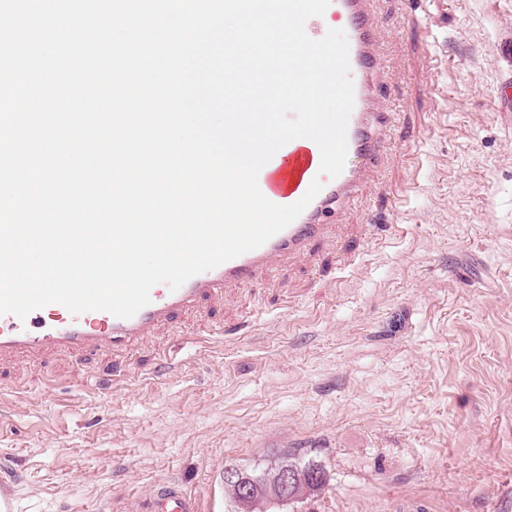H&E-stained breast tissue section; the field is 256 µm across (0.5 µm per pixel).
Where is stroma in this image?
<instances>
[{"instance_id":"35a3bbf8","label":"stroma","mask_w":512,"mask_h":512,"mask_svg":"<svg viewBox=\"0 0 512 512\" xmlns=\"http://www.w3.org/2000/svg\"><path fill=\"white\" fill-rule=\"evenodd\" d=\"M394 112L371 183L288 260L120 356L0 362L13 512H142L283 456V512H512V0H371ZM153 512H196L195 501L187 495L180 484L169 483L156 488L150 498Z\"/></svg>"}]
</instances>
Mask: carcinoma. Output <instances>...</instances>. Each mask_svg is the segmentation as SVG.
I'll list each match as a JSON object with an SVG mask.
<instances>
[{
    "label": "carcinoma",
    "instance_id": "1",
    "mask_svg": "<svg viewBox=\"0 0 512 512\" xmlns=\"http://www.w3.org/2000/svg\"><path fill=\"white\" fill-rule=\"evenodd\" d=\"M236 473L249 479L253 494L247 503L249 512H256L257 507L270 505L273 502L284 503L297 500L304 495L319 490L325 483V473L321 466L307 461L302 462L286 456L274 463L265 465L240 466L235 465ZM284 471L298 475L296 484L288 496H282L279 488V476Z\"/></svg>",
    "mask_w": 512,
    "mask_h": 512
}]
</instances>
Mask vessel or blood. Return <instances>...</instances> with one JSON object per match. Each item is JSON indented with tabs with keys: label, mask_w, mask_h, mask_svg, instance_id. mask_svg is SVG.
<instances>
[{
	"label": "vessel or blood",
	"mask_w": 512,
	"mask_h": 512,
	"mask_svg": "<svg viewBox=\"0 0 512 512\" xmlns=\"http://www.w3.org/2000/svg\"><path fill=\"white\" fill-rule=\"evenodd\" d=\"M344 31L354 84V106L348 118V153L358 159L357 167H344L310 205L285 229L257 249L239 255L218 267L199 273L178 290L155 285L150 303L128 319L105 311L72 314L52 303L34 310L26 318L0 315V358L40 357L52 349L92 352L103 347L119 353L149 340L159 327L196 309L205 300L223 299L229 285L248 286L270 267L291 258L314 255L325 238L327 219L365 184L384 151L383 134L394 115L382 105L388 74L376 53L381 25L371 12L369 0H331L324 16L310 18L305 30L314 39L323 38L333 26ZM317 144L295 139L286 154H275L258 174V186L271 202L288 206L307 192L320 168ZM151 512H196L194 500L181 485L169 483L156 488L150 498Z\"/></svg>",
	"instance_id": "b4317fda"
}]
</instances>
